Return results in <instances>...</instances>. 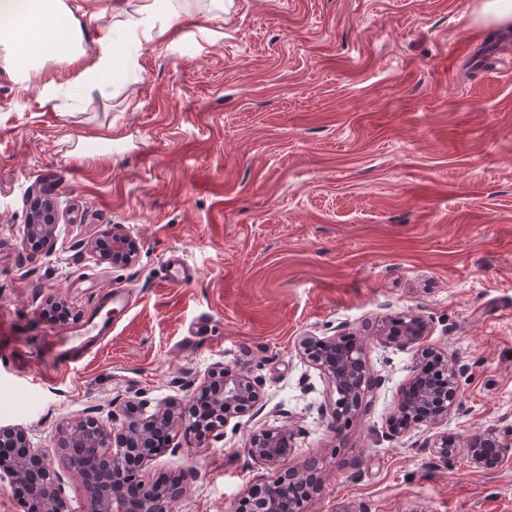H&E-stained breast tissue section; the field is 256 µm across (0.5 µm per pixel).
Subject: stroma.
Here are the masks:
<instances>
[{
  "label": "stroma",
  "instance_id": "stroma-1",
  "mask_svg": "<svg viewBox=\"0 0 512 512\" xmlns=\"http://www.w3.org/2000/svg\"><path fill=\"white\" fill-rule=\"evenodd\" d=\"M66 2L93 47L126 0ZM479 7L224 0L132 45L112 89H69L76 70L59 61L29 84L0 68V354L57 328L48 302L84 318L104 288L132 299L76 369L33 384L0 361V426L25 431L72 507L84 486L64 462L66 422L111 429L118 397L185 406L218 367L245 365L264 411L205 448L173 432L138 472L182 481L172 512H239L252 486L308 462L321 488L302 512H512V452L490 472L466 453L489 432L512 441V29L479 23ZM37 185L61 222L34 252L21 242ZM116 224L138 245L133 265L89 248ZM173 256L185 285L164 277ZM413 316L426 336L381 337ZM339 329L384 383L336 430L315 411L333 383L299 343ZM427 350L468 367L441 426L460 446L445 462L415 446L426 423L388 428ZM263 424L295 432L275 468L249 453Z\"/></svg>",
  "mask_w": 512,
  "mask_h": 512
}]
</instances>
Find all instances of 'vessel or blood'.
<instances>
[{
    "label": "vessel or blood",
    "mask_w": 512,
    "mask_h": 512,
    "mask_svg": "<svg viewBox=\"0 0 512 512\" xmlns=\"http://www.w3.org/2000/svg\"><path fill=\"white\" fill-rule=\"evenodd\" d=\"M124 304L123 292L106 293L82 323L60 332H47L34 349L21 353L16 363L17 370L31 373L33 380L37 381L77 362L94 349L103 336L111 334L110 313Z\"/></svg>",
    "instance_id": "vessel-or-blood-1"
}]
</instances>
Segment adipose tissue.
Wrapping results in <instances>:
<instances>
[{
    "mask_svg": "<svg viewBox=\"0 0 512 512\" xmlns=\"http://www.w3.org/2000/svg\"><path fill=\"white\" fill-rule=\"evenodd\" d=\"M196 0H138L134 9L120 10V18L88 55L78 17L65 0H0V67L20 81L35 80L47 61L92 62L73 80L82 90L112 87L131 67L126 50L130 40H151L194 10Z\"/></svg>",
    "mask_w": 512,
    "mask_h": 512,
    "instance_id": "1",
    "label": "adipose tissue"
}]
</instances>
